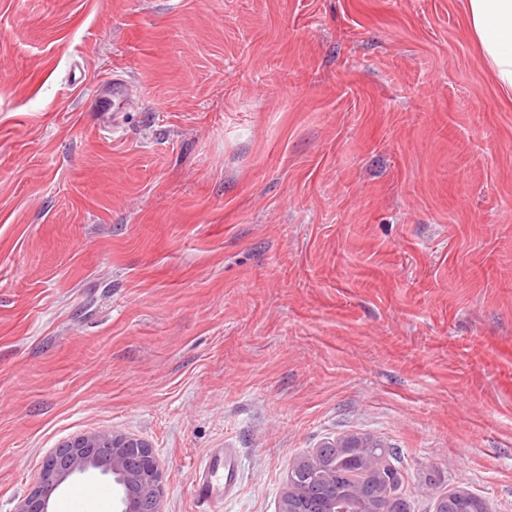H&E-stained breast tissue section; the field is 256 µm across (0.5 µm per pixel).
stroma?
<instances>
[{"label": "stroma", "instance_id": "obj_1", "mask_svg": "<svg viewBox=\"0 0 512 512\" xmlns=\"http://www.w3.org/2000/svg\"><path fill=\"white\" fill-rule=\"evenodd\" d=\"M99 430L163 512L214 448L278 512L356 434L407 512H512V103L462 0H0V512ZM476 501L477 498L468 493L453 494L448 504L446 498L440 500L436 512H447L448 508L452 509L450 512H474L472 511L473 508L475 511L490 512L487 508L482 506L483 503L480 499L475 505Z\"/></svg>", "mask_w": 512, "mask_h": 512}]
</instances>
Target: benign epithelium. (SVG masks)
<instances>
[{
	"instance_id": "obj_1",
	"label": "benign epithelium",
	"mask_w": 512,
	"mask_h": 512,
	"mask_svg": "<svg viewBox=\"0 0 512 512\" xmlns=\"http://www.w3.org/2000/svg\"><path fill=\"white\" fill-rule=\"evenodd\" d=\"M360 466H370L375 472L380 512H405L403 500L395 493H383L393 483L388 458L372 462L358 459ZM91 470L112 476L121 489L122 512H162L164 485L159 463L145 441L109 431L82 435L59 445L44 460L36 475L31 492L17 512H49L52 497L72 475ZM364 508L360 491L328 498H313L288 477L279 512H359Z\"/></svg>"
}]
</instances>
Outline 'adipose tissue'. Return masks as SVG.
Segmentation results:
<instances>
[{
	"label": "adipose tissue",
	"mask_w": 512,
	"mask_h": 512,
	"mask_svg": "<svg viewBox=\"0 0 512 512\" xmlns=\"http://www.w3.org/2000/svg\"><path fill=\"white\" fill-rule=\"evenodd\" d=\"M465 12L472 40L512 102V0H466Z\"/></svg>",
	"instance_id": "1"
}]
</instances>
